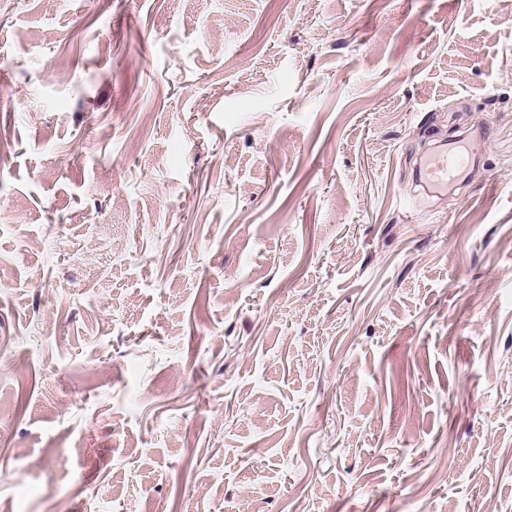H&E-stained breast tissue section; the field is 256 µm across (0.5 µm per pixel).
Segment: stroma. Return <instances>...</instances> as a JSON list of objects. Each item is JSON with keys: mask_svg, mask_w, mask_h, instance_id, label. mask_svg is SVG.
<instances>
[{"mask_svg": "<svg viewBox=\"0 0 512 512\" xmlns=\"http://www.w3.org/2000/svg\"><path fill=\"white\" fill-rule=\"evenodd\" d=\"M0 512H512V0H0ZM465 154L458 147L454 151H441L433 154L426 163L416 170V179L425 188L448 185V173L465 161Z\"/></svg>", "mask_w": 512, "mask_h": 512, "instance_id": "obj_1", "label": "stroma"}]
</instances>
